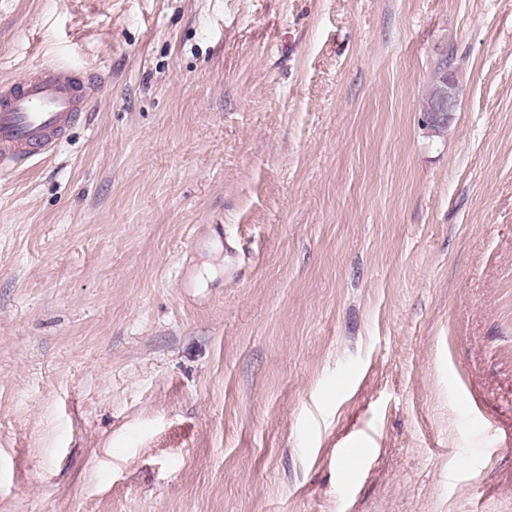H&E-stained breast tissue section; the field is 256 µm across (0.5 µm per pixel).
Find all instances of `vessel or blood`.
Here are the masks:
<instances>
[{
	"instance_id": "b4317fda",
	"label": "vessel or blood",
	"mask_w": 512,
	"mask_h": 512,
	"mask_svg": "<svg viewBox=\"0 0 512 512\" xmlns=\"http://www.w3.org/2000/svg\"><path fill=\"white\" fill-rule=\"evenodd\" d=\"M92 98L67 69L46 67L0 98V161L16 166L67 138Z\"/></svg>"
}]
</instances>
